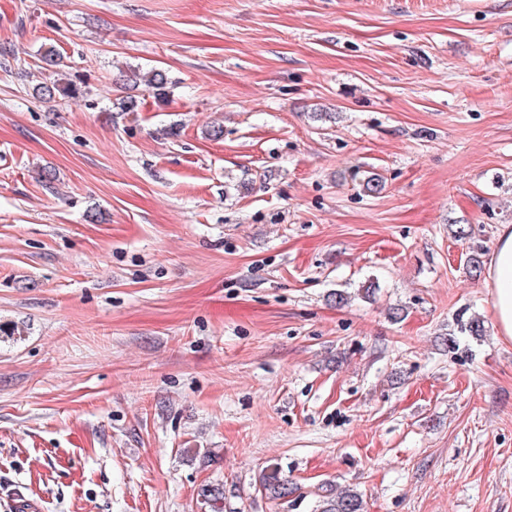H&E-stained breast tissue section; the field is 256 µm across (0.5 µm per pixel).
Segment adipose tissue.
<instances>
[{
    "label": "adipose tissue",
    "instance_id": "obj_1",
    "mask_svg": "<svg viewBox=\"0 0 512 512\" xmlns=\"http://www.w3.org/2000/svg\"><path fill=\"white\" fill-rule=\"evenodd\" d=\"M500 336L512 340V226L499 232L487 270Z\"/></svg>",
    "mask_w": 512,
    "mask_h": 512
}]
</instances>
